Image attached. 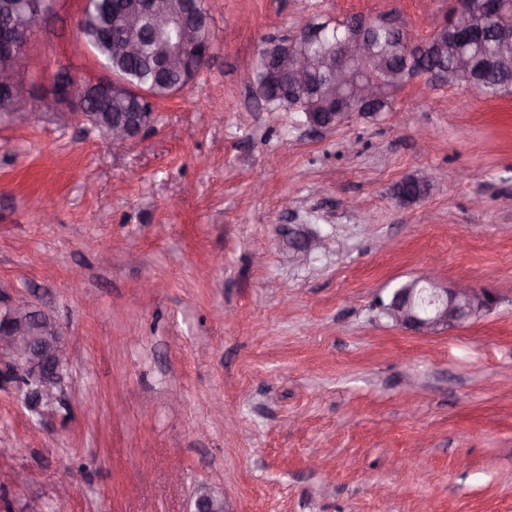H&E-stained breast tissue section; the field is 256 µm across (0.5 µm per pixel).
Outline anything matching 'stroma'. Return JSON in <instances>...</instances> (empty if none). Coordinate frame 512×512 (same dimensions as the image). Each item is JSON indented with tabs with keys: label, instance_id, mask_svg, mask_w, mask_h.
Segmentation results:
<instances>
[{
	"label": "stroma",
	"instance_id": "stroma-1",
	"mask_svg": "<svg viewBox=\"0 0 512 512\" xmlns=\"http://www.w3.org/2000/svg\"><path fill=\"white\" fill-rule=\"evenodd\" d=\"M206 4L208 66L136 140L0 122V294L57 320L73 380L36 412L0 386V512H191L202 485L227 512H512V95L417 75L315 132L247 83L265 41L352 13L422 38L450 0ZM84 5L35 26L34 96L103 74L71 51ZM298 228L329 249L296 261ZM432 267L496 309L395 326Z\"/></svg>",
	"mask_w": 512,
	"mask_h": 512
}]
</instances>
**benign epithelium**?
<instances>
[{
  "mask_svg": "<svg viewBox=\"0 0 512 512\" xmlns=\"http://www.w3.org/2000/svg\"><path fill=\"white\" fill-rule=\"evenodd\" d=\"M55 0H22L14 6L12 16L0 20V91L10 95L15 102L14 119L30 122L41 113L28 111L29 95L19 96L24 88L22 73L33 64L28 53L30 28L26 21L39 19L51 12ZM495 4L490 0H452L450 20L433 30L424 40L413 39L404 29H399L402 53L410 59H421L431 52L444 51L445 42L437 38L444 26L452 27L459 36L469 31L468 21L476 12H492ZM149 14L153 21L154 38L176 27L182 34V42L166 48L157 61L163 73H192V77L205 68L210 51L206 50L196 62H191L188 42L198 32L201 18L190 0H181L175 7L153 0L143 7L133 2L119 16L125 36L117 42L119 49L128 56L139 54L140 19ZM373 19L355 15L350 28L356 32L335 43L333 52L322 65L336 85V90L354 87L357 100L363 104L376 101V88L366 74L356 78L350 66L357 61L373 59L368 30ZM326 26L313 24L291 38L279 42L277 52L263 55L266 70L279 82L295 86L310 77L312 66L301 47L322 38ZM102 87L105 101L114 98L133 100L139 104L149 101L147 93L133 88L121 77L108 73L105 77L83 85L73 82L71 76L53 79L52 92L42 97V108L61 124L75 122L90 124L102 130L112 144H124L140 136L153 126L152 112H93L89 110L87 92ZM348 122L345 112L326 118L312 112L305 113V123L315 129H332ZM326 242L296 235L290 242L297 259L306 257L312 249ZM497 305V295L485 288H477L459 281L453 286L441 287L432 274L417 277L395 289L389 303L382 305L386 316L398 327L422 334H438L459 327L482 314L489 313ZM70 378L69 361L63 332L56 320L39 309L24 295L11 298L8 309L0 312V381L12 385L17 392L38 395L37 403L30 408L51 405L62 399L67 380ZM194 512H226L224 500L209 490L198 491Z\"/></svg>",
  "mask_w": 512,
  "mask_h": 512,
  "instance_id": "1",
  "label": "benign epithelium"
}]
</instances>
